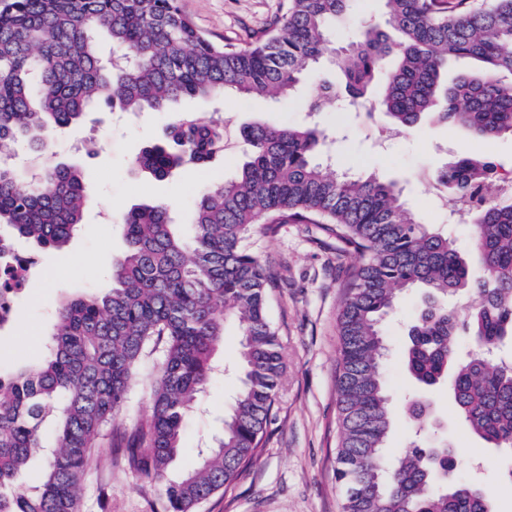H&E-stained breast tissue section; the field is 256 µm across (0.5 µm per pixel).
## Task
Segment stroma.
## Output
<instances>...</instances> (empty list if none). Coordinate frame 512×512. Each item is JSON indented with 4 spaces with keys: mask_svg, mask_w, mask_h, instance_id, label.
Instances as JSON below:
<instances>
[{
    "mask_svg": "<svg viewBox=\"0 0 512 512\" xmlns=\"http://www.w3.org/2000/svg\"><path fill=\"white\" fill-rule=\"evenodd\" d=\"M285 0H178L180 10L202 32L224 43L247 47L260 37ZM317 76L303 84V96L287 102L232 95L199 104L179 101L169 112H145L120 121L105 107L91 110L86 121L60 134L54 160L79 166L94 194L79 233L60 251H38V275L14 299L11 326L0 331V366L30 361L44 352L54 312L61 301L78 294L111 288L108 273L125 249L118 220L131 207L165 203L175 209L177 223L191 220L190 207L206 185L235 176L244 155L241 129L256 120L300 124L309 119L303 98L317 86ZM223 113L224 150L207 167L187 166L158 181L138 173L132 159L147 143L160 138L175 114ZM328 137L323 160L328 171L352 170L398 181L408 206L424 223L451 229L458 248L472 252L471 228L449 225L453 200L431 181L437 165L463 157L496 164L501 176L512 175V136L476 139L463 129L422 125L387 133L379 118L346 109L311 117ZM252 249L273 274L268 313L279 332L286 370L267 425L258 458L229 489L214 494L196 512H342L343 493L336 483V364L339 357L337 310L344 286L357 260L337 256L336 241L313 224H284L272 235L255 228ZM421 307L417 292L403 295L384 323L389 347L385 380L396 416L386 452L404 453L414 430L403 416L404 400L416 384L404 364L407 332ZM238 346L234 324H227L218 357L228 370L208 381L202 409L189 420L184 452L173 469L192 467L203 440L217 436L224 411L232 403L239 380L234 370ZM432 415L449 439L475 461L472 479L494 495L496 512H512V454L487 448L461 421L447 389L432 396ZM82 512H163L158 491L124 464L116 448H102L87 477Z\"/></svg>",
    "mask_w": 512,
    "mask_h": 512,
    "instance_id": "1",
    "label": "stroma"
}]
</instances>
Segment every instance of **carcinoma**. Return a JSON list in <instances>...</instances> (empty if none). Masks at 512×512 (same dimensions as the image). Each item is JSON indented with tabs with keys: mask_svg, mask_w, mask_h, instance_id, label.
Here are the masks:
<instances>
[{
	"mask_svg": "<svg viewBox=\"0 0 512 512\" xmlns=\"http://www.w3.org/2000/svg\"><path fill=\"white\" fill-rule=\"evenodd\" d=\"M354 0H287L286 11L247 48L199 31L177 0H7L0 8V227L40 249H63L81 229L92 192L81 168L45 163L31 177L9 161L18 141L31 156L81 123L86 109L163 112L183 98L227 92L289 98L327 55L343 77L320 78L307 111L348 96L359 112L383 111L388 128L426 119L476 138L512 134V0H384L385 19L332 49L336 24ZM112 40L106 56L97 33ZM173 142H154L132 167L156 180L203 165L223 148L224 126L183 113ZM248 150L238 176L207 187L188 230L164 204L125 212L126 248L112 265V288L58 304L47 355L0 376V512H81L82 493L105 431L141 380L147 352L148 417L120 438L126 465L163 497L165 512H195L232 486L264 444L284 369L268 315L273 278L250 248L255 226L316 224L341 252L360 258L337 311L339 440L336 480L343 512H494L489 491L448 474L470 468L442 442L385 454L395 416L384 380V318L413 288L427 299L409 329L405 365L425 389L444 383L466 426L486 447L512 452V358L490 353L512 341V200L476 204V256L423 223L395 181L329 173L319 162L325 135L315 126L255 121L241 131ZM494 166L461 158L437 171L456 198H475ZM472 293L459 312L448 298ZM236 322L238 393L220 436L198 449L177 478L185 423L219 371L215 353L227 320ZM463 336L468 347L454 340ZM431 401L405 412L424 430ZM52 449L38 481L30 460Z\"/></svg>",
	"mask_w": 512,
	"mask_h": 512,
	"instance_id": "1",
	"label": "carcinoma"
}]
</instances>
